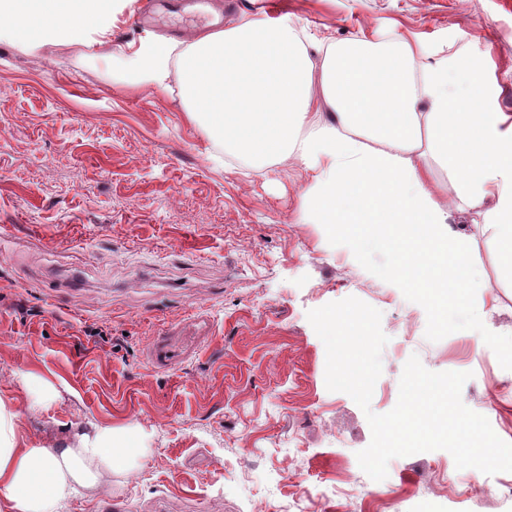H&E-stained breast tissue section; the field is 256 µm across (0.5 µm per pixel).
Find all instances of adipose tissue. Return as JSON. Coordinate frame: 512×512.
<instances>
[{
    "mask_svg": "<svg viewBox=\"0 0 512 512\" xmlns=\"http://www.w3.org/2000/svg\"><path fill=\"white\" fill-rule=\"evenodd\" d=\"M116 0H0V39L29 53L74 41L106 47ZM178 67L191 121L258 175L288 159L310 174L304 199L350 255L392 254L384 277L452 331L453 315L483 304L469 238L449 224L431 188L443 168L463 201L486 203L484 230L512 279V127L485 107L477 59L427 62L401 34L310 48L285 19L245 18L184 46L147 43L139 83L163 86ZM17 413L0 399V497L15 512H57L77 489L128 473L136 456L111 427L75 433L65 447H20Z\"/></svg>",
    "mask_w": 512,
    "mask_h": 512,
    "instance_id": "ef3b65f1",
    "label": "adipose tissue"
}]
</instances>
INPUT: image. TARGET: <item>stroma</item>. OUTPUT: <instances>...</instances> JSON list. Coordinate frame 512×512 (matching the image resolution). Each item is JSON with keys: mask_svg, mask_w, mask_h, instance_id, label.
<instances>
[{"mask_svg": "<svg viewBox=\"0 0 512 512\" xmlns=\"http://www.w3.org/2000/svg\"><path fill=\"white\" fill-rule=\"evenodd\" d=\"M238 2L225 24L285 16L313 44L395 31L431 62L477 58L489 109L512 123V0ZM147 7L119 0L108 58L79 43L30 55L0 41V398L22 444L61 445L96 426L148 442L130 473L79 490L61 512H287L295 493L324 483L372 489L385 512H512L483 503L498 476L465 468L450 489L424 481L453 466L444 450L394 458L372 480L357 460L371 440L366 414L394 408L404 362L382 354L386 392L362 410L327 389L325 345L307 319L350 296L378 309L390 343L425 368L469 373L464 404L512 443V281L475 228L479 208L435 168L449 222L473 235L489 284L483 308L445 333L382 277L384 251L355 261L316 223L299 162L264 178L225 168L187 117L178 71L163 90L136 83V51L161 37L133 24ZM196 313L213 336L174 367H152L154 337ZM483 330L495 349L480 346ZM23 371L56 398L35 405Z\"/></svg>", "mask_w": 512, "mask_h": 512, "instance_id": "stroma-1", "label": "stroma"}]
</instances>
